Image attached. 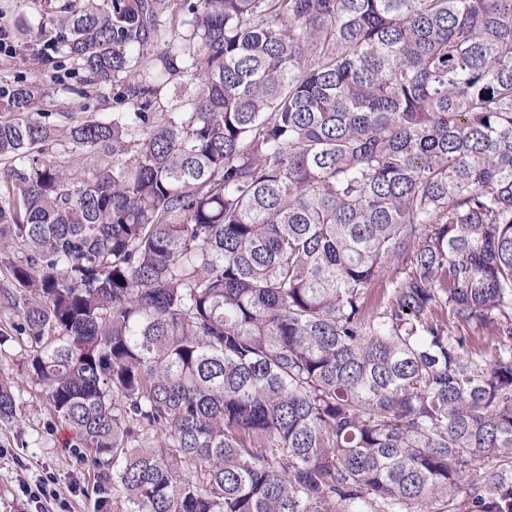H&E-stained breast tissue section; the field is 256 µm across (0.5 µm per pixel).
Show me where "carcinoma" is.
Instances as JSON below:
<instances>
[{"instance_id":"carcinoma-1","label":"carcinoma","mask_w":512,"mask_h":512,"mask_svg":"<svg viewBox=\"0 0 512 512\" xmlns=\"http://www.w3.org/2000/svg\"><path fill=\"white\" fill-rule=\"evenodd\" d=\"M41 33L128 107L0 97V313L96 512H512V0H67Z\"/></svg>"}]
</instances>
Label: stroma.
Returning <instances> with one entry per match:
<instances>
[{"instance_id": "stroma-1", "label": "stroma", "mask_w": 512, "mask_h": 512, "mask_svg": "<svg viewBox=\"0 0 512 512\" xmlns=\"http://www.w3.org/2000/svg\"><path fill=\"white\" fill-rule=\"evenodd\" d=\"M62 2L0 0V23L8 24L15 32L22 28L27 31L23 55H0V86L38 78L52 87L59 111L76 113L84 103L91 113L101 117L121 111L116 101L117 87L86 89V72L66 60L64 51H55L52 61L43 62V42L37 28L50 7ZM84 89L90 95L83 99L79 93ZM16 412L12 421H0V512H46V502L26 500L19 491L20 485L46 472L56 476V489L67 512H96L93 473L83 463L80 449L69 447V433L54 422L38 385L29 382L22 387Z\"/></svg>"}]
</instances>
